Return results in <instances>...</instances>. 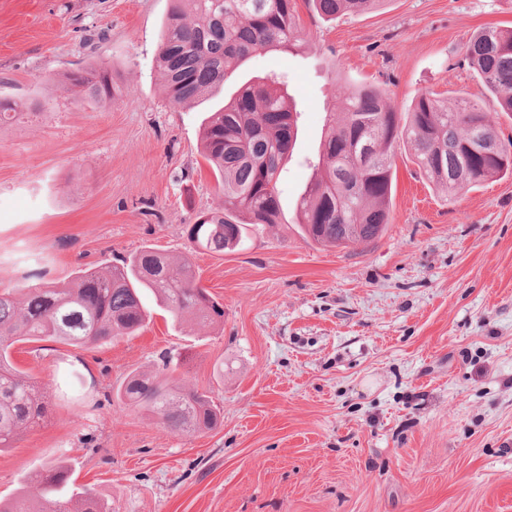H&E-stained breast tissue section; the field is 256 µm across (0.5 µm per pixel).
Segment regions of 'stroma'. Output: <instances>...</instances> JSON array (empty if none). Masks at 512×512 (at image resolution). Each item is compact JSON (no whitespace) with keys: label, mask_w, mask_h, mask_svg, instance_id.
Instances as JSON below:
<instances>
[{"label":"stroma","mask_w":512,"mask_h":512,"mask_svg":"<svg viewBox=\"0 0 512 512\" xmlns=\"http://www.w3.org/2000/svg\"><path fill=\"white\" fill-rule=\"evenodd\" d=\"M295 3L301 51L253 56L222 96L175 108L155 62L171 0H0V100L17 108L0 124V292L151 246L224 307L202 328L147 292L137 335L15 343L53 403L0 451V500L63 460L109 512H512V176L451 204L399 142L379 238L322 247L296 222L337 85H378L400 112L425 90L485 99L462 46L512 27V0H382L331 21ZM99 67L110 102L63 82ZM273 75L300 112L283 221L240 250L194 251L189 227L220 202L204 120ZM165 354L220 426L181 435L117 398Z\"/></svg>","instance_id":"obj_1"}]
</instances>
